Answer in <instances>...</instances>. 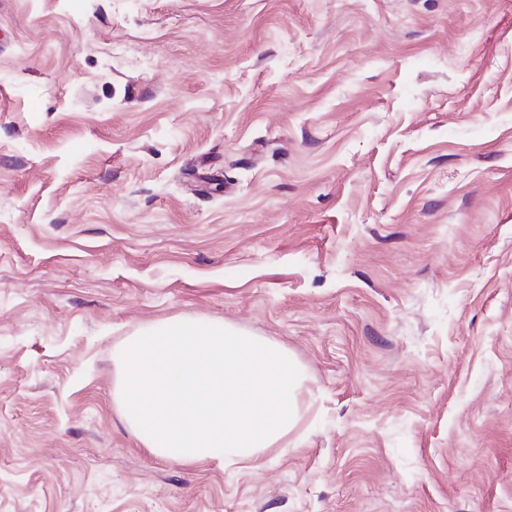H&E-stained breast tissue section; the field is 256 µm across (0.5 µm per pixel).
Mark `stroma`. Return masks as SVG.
I'll use <instances>...</instances> for the list:
<instances>
[{"instance_id": "35a3bbf8", "label": "stroma", "mask_w": 512, "mask_h": 512, "mask_svg": "<svg viewBox=\"0 0 512 512\" xmlns=\"http://www.w3.org/2000/svg\"><path fill=\"white\" fill-rule=\"evenodd\" d=\"M179 315L300 364L259 463L120 420ZM0 512H512V0H0Z\"/></svg>"}]
</instances>
